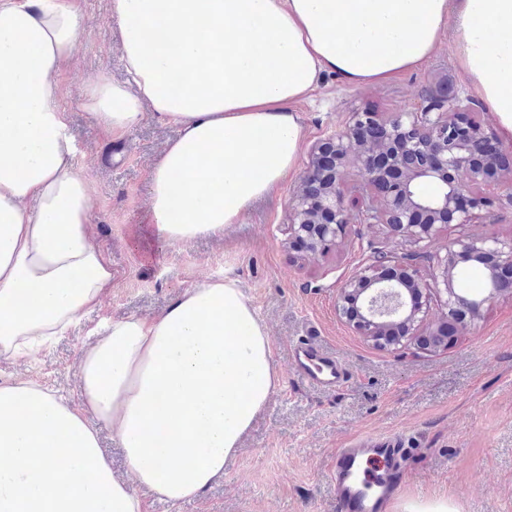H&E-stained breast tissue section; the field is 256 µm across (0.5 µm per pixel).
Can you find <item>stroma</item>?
<instances>
[{"instance_id":"stroma-1","label":"stroma","mask_w":512,"mask_h":512,"mask_svg":"<svg viewBox=\"0 0 512 512\" xmlns=\"http://www.w3.org/2000/svg\"><path fill=\"white\" fill-rule=\"evenodd\" d=\"M77 53L58 77L61 101L92 185L94 240L112 266V289L100 306L49 346L24 359L0 356V385L33 381L65 400L78 396L80 368L98 326L131 316L152 319L187 288L230 276L264 323L280 388L244 436L224 476L196 498L171 505L144 487L146 512H336L331 464L337 448L359 435L400 433L410 452L406 477L384 512L400 503L446 497L458 512H512V293L490 295L484 270L457 274L455 286L482 298L480 317L445 347L416 338L442 318L446 295L431 272L464 236L512 238V185L473 223L451 225L413 245L384 225H355L326 254L305 258L287 245L289 201L314 148L346 129L353 113L387 116L414 111L422 98L467 95L451 35L419 69L384 84H352L323 74L299 107L303 135L294 173L273 194L247 208L220 237L143 247L136 236L151 222L148 172L176 137L174 126L146 115L109 138L85 107V89L99 78H126L110 0H80ZM418 252L423 320L402 345L381 348L361 336L337 308L341 281L379 255ZM310 340L344 360L348 383L335 391L307 386L288 367V348Z\"/></svg>"}]
</instances>
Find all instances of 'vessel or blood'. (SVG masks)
Segmentation results:
<instances>
[{"instance_id":"b4317fda","label":"vessel or blood","mask_w":512,"mask_h":512,"mask_svg":"<svg viewBox=\"0 0 512 512\" xmlns=\"http://www.w3.org/2000/svg\"><path fill=\"white\" fill-rule=\"evenodd\" d=\"M293 373L308 385L333 391L349 378L347 364L308 340L288 349ZM406 449L403 436L368 435L337 449L332 463L337 512H379L404 475L395 463Z\"/></svg>"}]
</instances>
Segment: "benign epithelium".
I'll list each match as a JSON object with an SVG mask.
<instances>
[{
  "mask_svg": "<svg viewBox=\"0 0 512 512\" xmlns=\"http://www.w3.org/2000/svg\"><path fill=\"white\" fill-rule=\"evenodd\" d=\"M469 111L467 98L430 96L416 111L384 119L356 113L347 131L316 147L307 174L293 190L290 243L310 256L321 255L357 222L386 224L394 238L417 245L443 226L471 223L473 211L490 203L473 189H496L503 172L512 170V160L501 148L493 155L480 153L492 138ZM351 164L373 188L376 201L355 212L341 190ZM457 245L435 271L448 312L430 330L428 342L438 336L440 346L447 344L448 327L474 321L492 296L512 290V240L468 237ZM413 262L412 253L382 256V272L363 269L338 288L339 313L376 344H400L397 329L420 321L422 289ZM469 262L491 274L489 295L481 299L454 288L455 268Z\"/></svg>",
  "mask_w": 512,
  "mask_h": 512,
  "instance_id": "obj_1",
  "label": "benign epithelium"
}]
</instances>
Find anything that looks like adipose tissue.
<instances>
[{
  "instance_id": "ef3b65f1",
  "label": "adipose tissue",
  "mask_w": 512,
  "mask_h": 512,
  "mask_svg": "<svg viewBox=\"0 0 512 512\" xmlns=\"http://www.w3.org/2000/svg\"><path fill=\"white\" fill-rule=\"evenodd\" d=\"M129 80L86 106L122 134L146 112L179 134L149 172V242L223 234L295 169L297 105L321 74L386 83L452 31L464 77L512 136V0H111ZM79 0H0V354L22 358L99 307L112 268L92 240V186L56 75ZM272 341L235 279L187 289L158 317L106 324L80 401L0 385V512H143L135 486L197 497L276 391ZM107 422L117 478L89 416ZM89 417L92 418L91 421L95 424L99 435L100 447L106 458L111 462L113 473L131 483L133 480L130 466L124 457L122 449L119 448L116 441L112 438V428L106 423L96 421L92 416Z\"/></svg>"
}]
</instances>
